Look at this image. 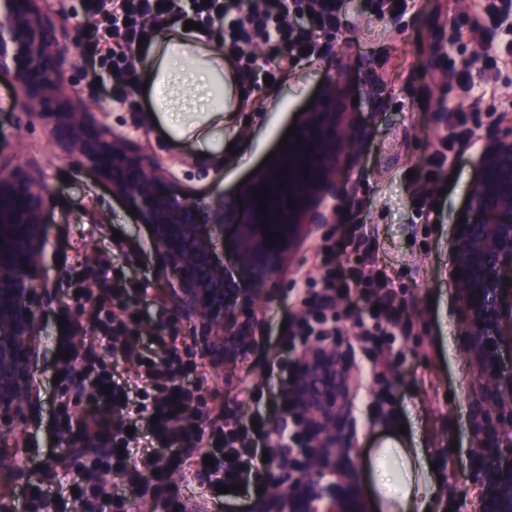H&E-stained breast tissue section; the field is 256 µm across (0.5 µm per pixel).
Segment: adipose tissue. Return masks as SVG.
Masks as SVG:
<instances>
[{
  "instance_id": "obj_1",
  "label": "adipose tissue",
  "mask_w": 512,
  "mask_h": 512,
  "mask_svg": "<svg viewBox=\"0 0 512 512\" xmlns=\"http://www.w3.org/2000/svg\"><path fill=\"white\" fill-rule=\"evenodd\" d=\"M143 74L160 130L206 145L211 123H223L227 110L230 78L219 42L169 25L148 47ZM368 470L379 492V512H432L437 483L424 449L413 446L410 438L376 449Z\"/></svg>"
}]
</instances>
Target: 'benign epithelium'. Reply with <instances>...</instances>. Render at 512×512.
I'll list each match as a JSON object with an SVG mask.
<instances>
[{
	"mask_svg": "<svg viewBox=\"0 0 512 512\" xmlns=\"http://www.w3.org/2000/svg\"><path fill=\"white\" fill-rule=\"evenodd\" d=\"M69 51L42 12V0H0V77L11 78L28 111L51 125L57 146L88 161L150 227L159 263L174 283L178 312L194 320L195 336L218 362L252 336L249 311L275 284L299 228L334 223L337 207L327 200L342 194L340 157L356 152L366 131L345 136L341 103L334 91L326 92L304 114L279 158L245 187L243 218L226 224L224 196L175 192L127 140L90 113L43 111L50 95L65 96L61 70ZM481 140L468 218L456 225L449 274L459 273L466 349L479 368L481 392L472 412L481 452L473 477L484 512H512V368L502 360L503 350L512 347V122L485 128ZM281 180L288 182V195L257 213L254 192ZM47 197L45 183L26 169L0 168V471L17 474L23 460L14 448L34 407L39 367L35 340L44 299ZM263 220L277 235L261 232ZM267 239L273 245H265ZM348 375L339 352L308 354L298 410L313 448L303 463L288 468V492L272 497L260 512H365L346 423L336 412Z\"/></svg>",
	"mask_w": 512,
	"mask_h": 512,
	"instance_id": "7a95c632",
	"label": "benign epithelium"
}]
</instances>
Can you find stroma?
Segmentation results:
<instances>
[{
  "mask_svg": "<svg viewBox=\"0 0 512 512\" xmlns=\"http://www.w3.org/2000/svg\"><path fill=\"white\" fill-rule=\"evenodd\" d=\"M499 7V0H407L393 11L382 0H341L339 24L313 35L314 57L289 65L270 85L233 75L224 135L204 151L189 139L170 140L153 124L139 81L144 56L128 75L126 101L95 86L98 71L82 47L102 16L90 15L85 0H44L59 37L80 45L63 67L76 109L134 144L179 193L223 194L226 213L238 212L242 180L277 150L295 114L329 83L337 85L344 129L367 136L360 151L341 161L347 191L335 223L302 229L275 285L253 307L247 346L216 366L203 359L190 322L177 312L146 225L84 159L61 156L49 125L27 112L11 80L1 79L0 166L23 167L48 187L46 266L54 298L38 311L36 403L19 438L27 474L0 472V497L18 506L31 501L32 512H114L117 498L125 512H199L203 506L257 512L262 502L285 494L286 486L269 478L261 493L214 497L196 461L225 427L250 428L256 416L271 442L267 453L276 457L292 428L281 380L300 371L306 353L301 345L286 349L287 327L321 303L305 282L357 264L370 275L385 272L400 298L389 304L355 287L334 307L352 365L348 444L363 462L371 448L407 426L441 478V512H481V492L471 480L476 367L466 351L448 253L476 177L480 125L512 113V31L493 22ZM472 98L480 102L477 114L458 110ZM426 203L434 213H424ZM115 288L125 292L144 354L163 361L161 340L173 331L194 364L191 410L202 441L181 451L175 473L160 483L145 465L159 446L140 449L121 471L111 459L81 452V418L109 405L98 393L96 370L107 369L127 398L123 415L110 417V429L146 426L138 411L144 370L113 351L96 316L100 297ZM376 305L385 310L383 328L408 322L413 331L401 355H385L382 368L363 373L358 319ZM148 325L153 334H145ZM72 351L77 377L69 381L60 376L61 356ZM384 388L391 402L383 414L371 415L368 407Z\"/></svg>",
  "mask_w": 512,
  "mask_h": 512,
  "instance_id": "1",
  "label": "stroma"
}]
</instances>
